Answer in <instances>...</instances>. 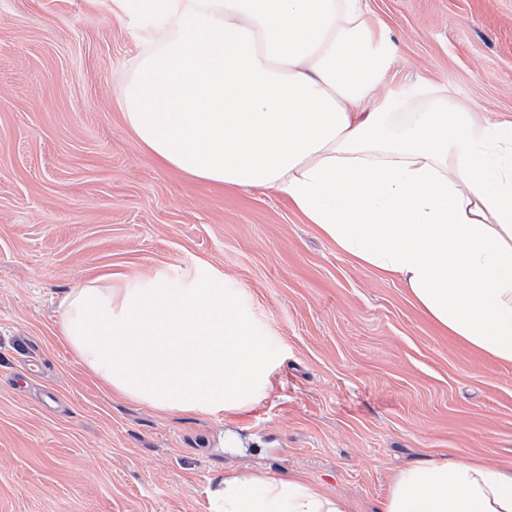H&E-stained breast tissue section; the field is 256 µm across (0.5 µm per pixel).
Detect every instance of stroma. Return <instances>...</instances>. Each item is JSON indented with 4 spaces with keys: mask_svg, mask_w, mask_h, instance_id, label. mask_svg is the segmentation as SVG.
Returning <instances> with one entry per match:
<instances>
[{
    "mask_svg": "<svg viewBox=\"0 0 512 512\" xmlns=\"http://www.w3.org/2000/svg\"><path fill=\"white\" fill-rule=\"evenodd\" d=\"M421 84L512 123V0H365ZM147 51L110 0H0V512H209L225 471L298 473L379 512L448 454L512 468V364L446 335L275 190L158 164L118 108ZM205 264L280 350L256 406L165 415L106 392L56 334L104 274Z\"/></svg>",
    "mask_w": 512,
    "mask_h": 512,
    "instance_id": "obj_1",
    "label": "stroma"
}]
</instances>
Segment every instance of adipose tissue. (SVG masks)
<instances>
[{
  "label": "adipose tissue",
  "mask_w": 512,
  "mask_h": 512,
  "mask_svg": "<svg viewBox=\"0 0 512 512\" xmlns=\"http://www.w3.org/2000/svg\"><path fill=\"white\" fill-rule=\"evenodd\" d=\"M154 46L119 99L160 163L275 189L441 329L512 363V124L425 86L380 95L393 49L364 0H112ZM57 332L112 392L162 413L254 406L277 352L206 266L59 303ZM209 512H347L321 484L228 472ZM380 512H512V471L453 456L400 471Z\"/></svg>",
  "instance_id": "1"
}]
</instances>
